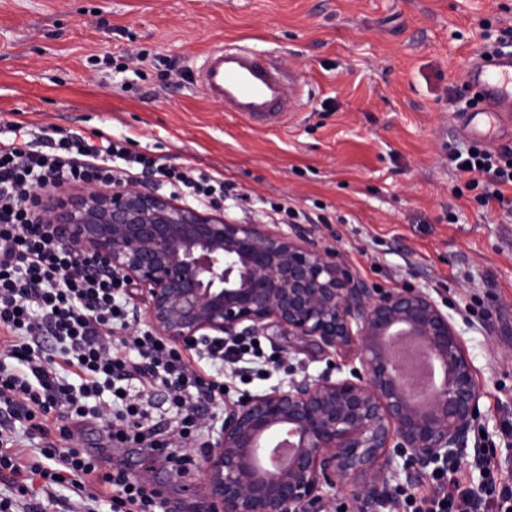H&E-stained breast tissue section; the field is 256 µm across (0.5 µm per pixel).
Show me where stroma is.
I'll return each mask as SVG.
<instances>
[{"mask_svg": "<svg viewBox=\"0 0 512 512\" xmlns=\"http://www.w3.org/2000/svg\"><path fill=\"white\" fill-rule=\"evenodd\" d=\"M512 22V0H0V117L90 137L223 177L226 219L297 230L381 292H427L462 338L481 389L470 448L489 447L512 483V211L484 212L448 168L481 21ZM268 53L298 78L304 106L272 129L205 97L198 70L218 43ZM142 60H133V53ZM266 354L316 377L347 375L278 328ZM109 462L148 473L168 512H209L201 474L175 479L137 445Z\"/></svg>", "mask_w": 512, "mask_h": 512, "instance_id": "1", "label": "stroma"}]
</instances>
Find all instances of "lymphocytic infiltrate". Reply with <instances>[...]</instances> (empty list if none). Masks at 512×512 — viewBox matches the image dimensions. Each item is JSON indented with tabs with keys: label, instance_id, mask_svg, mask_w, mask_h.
<instances>
[{
	"label": "lymphocytic infiltrate",
	"instance_id": "1",
	"mask_svg": "<svg viewBox=\"0 0 512 512\" xmlns=\"http://www.w3.org/2000/svg\"><path fill=\"white\" fill-rule=\"evenodd\" d=\"M450 169L469 174L480 206L506 204L512 148L473 146L448 153ZM152 174L173 195L220 207L224 181L192 165L169 167L129 148L127 139L76 133L49 136L21 121L0 123V473L13 496L0 512H42L64 487L80 498L71 512H167L161 493L127 470L105 468L100 453L79 447L76 431L105 420L110 444L134 443L164 455L177 476L195 467L192 455L209 427L196 405L223 400L225 380L261 376L269 363L255 337L200 341L193 357L135 328L137 307L118 275L52 237L36 222L38 189L70 183L121 185ZM161 391L166 417L153 414ZM34 443L27 458L24 440ZM478 487L456 478L447 462L433 469L428 492L404 486L374 502L375 512H512V486L486 459ZM39 487H32V480ZM42 502H34V494Z\"/></svg>",
	"mask_w": 512,
	"mask_h": 512
}]
</instances>
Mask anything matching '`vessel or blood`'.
I'll use <instances>...</instances> for the list:
<instances>
[{"mask_svg":"<svg viewBox=\"0 0 512 512\" xmlns=\"http://www.w3.org/2000/svg\"><path fill=\"white\" fill-rule=\"evenodd\" d=\"M466 81L482 97L479 108L458 114L459 130L482 141L512 138V52L471 60ZM199 86L225 111L273 128L300 106V87L267 56L234 42L212 48L201 67Z\"/></svg>","mask_w":512,"mask_h":512,"instance_id":"obj_1","label":"vessel or blood"}]
</instances>
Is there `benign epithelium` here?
I'll return each instance as SVG.
<instances>
[{
  "instance_id": "7a95c632",
  "label": "benign epithelium",
  "mask_w": 512,
  "mask_h": 512,
  "mask_svg": "<svg viewBox=\"0 0 512 512\" xmlns=\"http://www.w3.org/2000/svg\"><path fill=\"white\" fill-rule=\"evenodd\" d=\"M39 223L91 254L146 306L148 324L174 344L276 326L320 352L352 351L346 377L294 380L224 407L200 462L210 512H311L346 481L362 502L390 492L396 459L420 472L466 461L481 390L460 337L419 290L373 293L333 251L262 224H237L147 186L83 185L41 205ZM423 341L441 380L412 400L398 375L404 347ZM292 437L284 465L271 458Z\"/></svg>"
}]
</instances>
